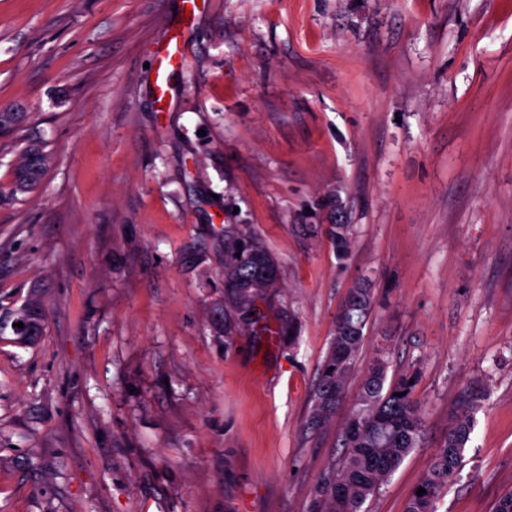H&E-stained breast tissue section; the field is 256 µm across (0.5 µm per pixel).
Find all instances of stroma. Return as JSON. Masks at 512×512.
<instances>
[{"instance_id": "1", "label": "stroma", "mask_w": 512, "mask_h": 512, "mask_svg": "<svg viewBox=\"0 0 512 512\" xmlns=\"http://www.w3.org/2000/svg\"><path fill=\"white\" fill-rule=\"evenodd\" d=\"M0 110V512H317L348 409L307 421L364 280L349 391L382 350L426 410L366 512H403L481 382L436 512L512 490V0H0ZM230 226L278 260L291 334L224 320ZM48 164V156L41 147L32 145L14 170L13 193L27 192L41 180ZM22 322L25 325V330L20 332L16 323ZM44 328V300L38 291H33L25 300L22 307L16 313V318L13 323V338L14 343L22 346L29 347L35 345L41 338ZM20 336H31L24 343H17Z\"/></svg>"}]
</instances>
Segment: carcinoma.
Segmentation results:
<instances>
[{
	"label": "carcinoma",
	"mask_w": 512,
	"mask_h": 512,
	"mask_svg": "<svg viewBox=\"0 0 512 512\" xmlns=\"http://www.w3.org/2000/svg\"><path fill=\"white\" fill-rule=\"evenodd\" d=\"M48 156L41 147L31 146L14 170L13 191L27 192L41 180ZM329 234L336 253L345 257L351 249L347 224H333ZM224 287L229 311L241 315L252 295L268 297L279 287V265L257 240L233 232L224 235ZM373 308L371 288L362 284L351 289L336 317L335 336L323 363L309 425L320 427L333 417L346 400L347 385L355 372L356 360L364 340V327ZM12 327L15 338L28 337L22 346L35 345L44 328V300L33 291L16 313ZM416 375L387 379L384 355L373 358L358 393L345 418L343 456L335 471L316 489L319 512H361L367 499L379 492L408 454L419 447L425 434L424 409L415 397ZM483 398L478 390L470 404L448 427L443 442L427 473L419 482L425 493H412L404 512H436V502L463 465L474 429V413Z\"/></svg>",
	"instance_id": "cac0c4a2"
}]
</instances>
